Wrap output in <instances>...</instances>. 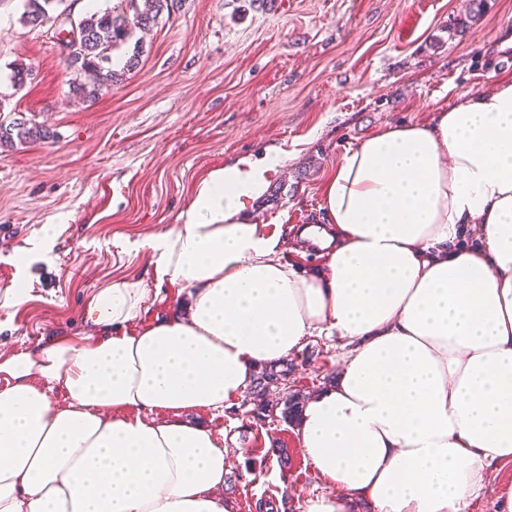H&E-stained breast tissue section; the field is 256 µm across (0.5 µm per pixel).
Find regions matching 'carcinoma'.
<instances>
[{
	"label": "carcinoma",
	"instance_id": "1",
	"mask_svg": "<svg viewBox=\"0 0 512 512\" xmlns=\"http://www.w3.org/2000/svg\"><path fill=\"white\" fill-rule=\"evenodd\" d=\"M61 2L62 0H26L24 23L31 27L43 26L52 19L51 12ZM130 4L133 10L131 17L107 9L78 22L81 44L76 53L67 57L69 67L76 73L72 82L73 93L92 99L125 80L127 73L139 65L143 46L138 43L134 45L132 54L120 70L114 68L113 51L129 42L133 30H146L154 26L163 10L174 8L175 0H144L141 7L136 4V0H130ZM47 137L48 130L32 125L23 118L6 125L0 124V148H12L18 143L34 142ZM287 375L288 370L278 371L272 366H262L256 372L249 397L254 401L257 418L270 416L279 408L282 419L293 421L302 404V397L297 393H289L282 400L271 398L270 387Z\"/></svg>",
	"mask_w": 512,
	"mask_h": 512
}]
</instances>
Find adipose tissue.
I'll return each mask as SVG.
<instances>
[{
    "label": "adipose tissue",
    "mask_w": 512,
    "mask_h": 512,
    "mask_svg": "<svg viewBox=\"0 0 512 512\" xmlns=\"http://www.w3.org/2000/svg\"><path fill=\"white\" fill-rule=\"evenodd\" d=\"M282 163L213 170L144 240L156 283L188 290L179 313L131 332L146 289L115 282L88 305L95 341L0 361V512H231L229 451L187 414L223 412L309 336L343 355L296 427L337 490L305 512H469L487 468L512 465V81L346 152L329 229L305 230L324 273L286 265L245 214ZM470 224L480 245L460 242Z\"/></svg>",
    "instance_id": "ef3b65f1"
}]
</instances>
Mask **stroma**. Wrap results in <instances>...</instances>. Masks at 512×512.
<instances>
[{
    "mask_svg": "<svg viewBox=\"0 0 512 512\" xmlns=\"http://www.w3.org/2000/svg\"><path fill=\"white\" fill-rule=\"evenodd\" d=\"M25 0H0V122L31 120L43 140L0 149V359L90 335L92 297L150 281L142 242L174 230L197 186L243 155H282L248 211L308 272L323 258L299 238L322 224L323 188L347 150L397 124L430 122L462 98L512 80L495 58L512 35V0H179L144 35L139 66L96 99L70 90L61 40L87 17L62 0L32 28ZM33 78L16 87L18 64ZM27 299L16 303L14 290ZM179 284L149 291L131 328L177 311ZM303 396L328 385L335 341L307 337L288 359ZM195 420L238 449L224 494L233 512L273 499L302 512L333 492L302 454L294 426L258 420L245 397Z\"/></svg>",
    "mask_w": 512,
    "mask_h": 512,
    "instance_id": "obj_1",
    "label": "stroma"
}]
</instances>
